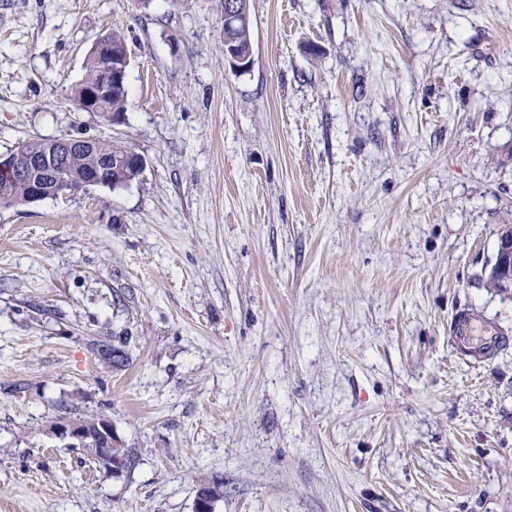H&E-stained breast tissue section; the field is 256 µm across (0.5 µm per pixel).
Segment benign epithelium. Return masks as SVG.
Returning a JSON list of instances; mask_svg holds the SVG:
<instances>
[{
	"mask_svg": "<svg viewBox=\"0 0 512 512\" xmlns=\"http://www.w3.org/2000/svg\"><path fill=\"white\" fill-rule=\"evenodd\" d=\"M250 22L248 0H226L224 9V25L238 28ZM97 59L103 80L84 88L76 105L83 112H96L106 122L117 125L123 122L124 115L102 110V101L112 93V89L122 88L127 79L130 64L128 49L117 53L107 37H101L91 50ZM224 57L237 71L250 68L253 58L252 51L240 52L236 42H224ZM77 144H87V140L74 138L59 141L60 150L49 152L40 161L35 162L20 151L8 155H0V174L6 182L17 190L21 201L25 204L36 203L57 193V186L51 185L56 179V171L65 160L64 151L71 150ZM144 166L143 158L137 154L126 156L123 164L116 166L110 163L96 165L84 173L71 178L66 186L69 191L103 187L114 191L125 188L139 176ZM491 275L497 277L501 288L512 290V234L503 235L498 244L495 262L490 269ZM55 430L62 439L70 438L78 442L80 447L94 452L97 462L104 470L114 474L122 472L125 467L116 464L119 456V441L112 431V425L98 419L91 424H80L76 421L64 420L56 424ZM223 494L222 481L215 479L199 488L194 499L193 512H215V504Z\"/></svg>",
	"mask_w": 512,
	"mask_h": 512,
	"instance_id": "obj_1",
	"label": "benign epithelium"
}]
</instances>
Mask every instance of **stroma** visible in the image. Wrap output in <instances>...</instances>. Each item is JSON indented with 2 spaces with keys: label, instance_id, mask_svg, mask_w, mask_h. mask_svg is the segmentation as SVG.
Wrapping results in <instances>:
<instances>
[{
  "label": "stroma",
  "instance_id": "1",
  "mask_svg": "<svg viewBox=\"0 0 512 512\" xmlns=\"http://www.w3.org/2000/svg\"><path fill=\"white\" fill-rule=\"evenodd\" d=\"M0 0V154L111 136L124 189L0 207V512H512V345L455 357L512 224V0ZM124 123L77 109L112 25ZM124 338L116 369L90 340ZM107 419L106 473L54 430ZM250 22L248 0H227L224 9V26L238 28ZM235 41L241 43L242 46L249 48L252 45L251 26L242 27L234 32ZM235 41L226 40L224 42V57L230 63L234 70H248L252 64V51L240 52L236 50ZM208 484V483H204ZM222 481L214 479L208 485L200 487L194 499V512H214L215 504L223 494Z\"/></svg>",
  "mask_w": 512,
  "mask_h": 512
}]
</instances>
